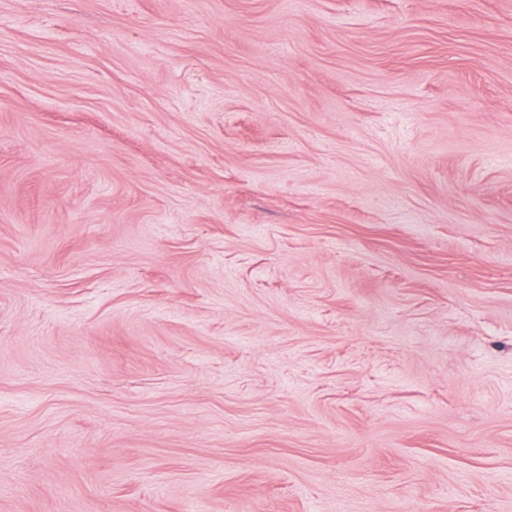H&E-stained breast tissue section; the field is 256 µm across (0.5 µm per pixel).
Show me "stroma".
Here are the masks:
<instances>
[{
  "mask_svg": "<svg viewBox=\"0 0 512 512\" xmlns=\"http://www.w3.org/2000/svg\"><path fill=\"white\" fill-rule=\"evenodd\" d=\"M0 512H512V0H0Z\"/></svg>",
  "mask_w": 512,
  "mask_h": 512,
  "instance_id": "obj_1",
  "label": "stroma"
}]
</instances>
